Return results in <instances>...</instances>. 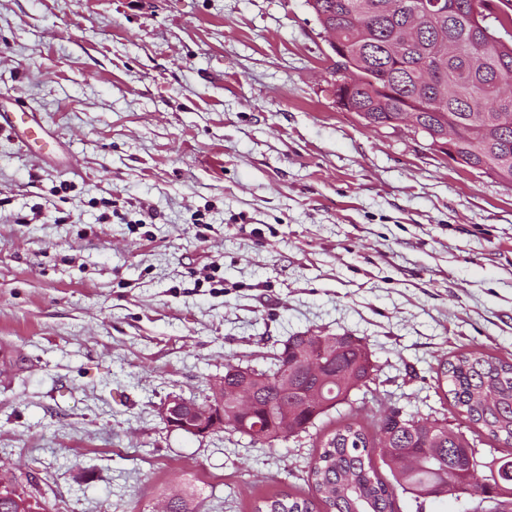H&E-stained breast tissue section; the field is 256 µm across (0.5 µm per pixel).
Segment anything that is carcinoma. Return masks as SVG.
Returning <instances> with one entry per match:
<instances>
[{"instance_id": "obj_1", "label": "carcinoma", "mask_w": 512, "mask_h": 512, "mask_svg": "<svg viewBox=\"0 0 512 512\" xmlns=\"http://www.w3.org/2000/svg\"><path fill=\"white\" fill-rule=\"evenodd\" d=\"M393 0H315L312 13L320 26H331L354 39L350 52L355 82L352 95L360 117L376 126L404 111V98L423 84L427 104L414 109L429 146L448 124L461 134L454 142L459 164L496 171L497 180L512 185V96L499 94V83L512 81V0H444L443 13L421 18L418 33L406 39L412 17L393 11ZM362 10L369 37L355 40L354 12ZM396 86V94H370L374 82ZM320 335L290 336L283 348L288 358L304 356L308 342ZM375 365L367 341L339 336V346L327 351L322 375L305 368L293 373L295 392L284 398L275 388L281 365L254 371L259 423L263 415L284 405L296 407V427L279 435L268 431L256 437L227 424L224 431L247 436L253 443L274 445L308 430L327 410L349 399L358 386L372 380ZM438 388L466 427L491 436L512 449V360L482 348L460 351L439 362ZM316 389L321 408H304L298 392ZM448 419L414 414L392 420L387 427L369 426L358 418L343 422L320 442L321 451L310 465L308 481L315 497L276 492L262 498L255 512H393L394 487L414 500L437 493L442 483L463 484L469 477L462 466L476 448L462 430L448 435ZM385 464L393 482L378 472ZM512 493V480L498 484L488 476L484 494L496 500ZM194 493L168 500V512H196ZM0 512H46L32 494L12 485L0 486Z\"/></svg>"}]
</instances>
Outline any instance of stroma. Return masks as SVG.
Listing matches in <instances>:
<instances>
[{
    "mask_svg": "<svg viewBox=\"0 0 512 512\" xmlns=\"http://www.w3.org/2000/svg\"><path fill=\"white\" fill-rule=\"evenodd\" d=\"M305 0H0V473L47 512L310 495L355 414L453 417L439 360L512 359V186L337 108ZM365 338L369 386L268 447L173 431L225 363Z\"/></svg>",
    "mask_w": 512,
    "mask_h": 512,
    "instance_id": "obj_1",
    "label": "stroma"
}]
</instances>
